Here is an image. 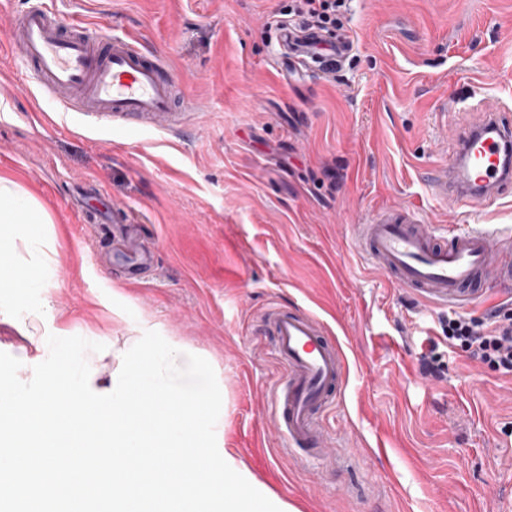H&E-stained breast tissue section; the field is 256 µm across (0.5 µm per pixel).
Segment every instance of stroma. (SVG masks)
<instances>
[{
  "mask_svg": "<svg viewBox=\"0 0 512 512\" xmlns=\"http://www.w3.org/2000/svg\"><path fill=\"white\" fill-rule=\"evenodd\" d=\"M92 31L142 38L197 112L171 122L62 112L8 52L36 2ZM288 0H0V177L48 219L43 331L123 344L139 319L202 350L224 384V440L299 512H503L512 504V373L442 339L447 308L415 299L356 248L353 227L410 207L423 223L512 231V190L482 213L427 175L453 132L512 107V0H350L335 79L281 73L269 19ZM137 224L156 252L132 283L71 202ZM319 318L347 374L327 445L286 455L265 417L278 377L263 321ZM443 377L423 378L429 340Z\"/></svg>",
  "mask_w": 512,
  "mask_h": 512,
  "instance_id": "35a3bbf8",
  "label": "stroma"
}]
</instances>
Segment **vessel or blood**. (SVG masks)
Segmentation results:
<instances>
[{"mask_svg":"<svg viewBox=\"0 0 512 512\" xmlns=\"http://www.w3.org/2000/svg\"><path fill=\"white\" fill-rule=\"evenodd\" d=\"M279 66L315 79L332 76L336 62L351 51L346 40L301 25L281 28ZM11 42L25 73L34 75L42 92L67 103L77 93L86 112L118 120L139 116L167 118L185 111V100L161 56L141 39L125 35L89 36L79 19L64 21L45 7L16 14ZM456 149L448 163L432 173L430 188L443 202L469 210L484 209L512 185V123L501 112L456 129ZM354 240L375 266L420 297L451 309L466 310L489 286L512 291V238L498 228L479 225L442 234L421 224L405 207L380 211L354 227ZM265 320L273 332L275 355L286 374L266 417L287 447L320 444L324 429L316 410L334 405L344 376L336 344L312 314L268 308Z\"/></svg>","mask_w":512,"mask_h":512,"instance_id":"b4317fda","label":"vessel or blood"}]
</instances>
